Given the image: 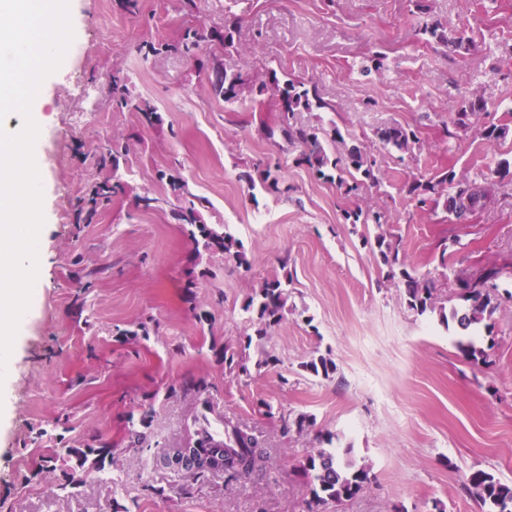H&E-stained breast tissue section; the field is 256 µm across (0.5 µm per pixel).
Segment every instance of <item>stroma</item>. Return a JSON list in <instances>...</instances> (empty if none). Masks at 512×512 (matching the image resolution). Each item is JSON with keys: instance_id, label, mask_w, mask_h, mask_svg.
Segmentation results:
<instances>
[{"instance_id": "obj_1", "label": "stroma", "mask_w": 512, "mask_h": 512, "mask_svg": "<svg viewBox=\"0 0 512 512\" xmlns=\"http://www.w3.org/2000/svg\"><path fill=\"white\" fill-rule=\"evenodd\" d=\"M431 3L449 26L470 27L475 49L422 44L412 0H198L193 12L182 0H141L135 14L121 0H70L74 40L60 74L40 88L38 301L24 315L0 416V512H306L300 463L320 432L373 475L328 512H481L467 476L512 481V275L477 336L489 361L474 363L438 314L409 307L377 246L381 237L397 243L430 273L445 307L466 306L455 277L489 264L512 272V188L496 174L512 162V137L493 146L471 132L441 137L465 97L483 98L512 124V0ZM232 13L242 19L233 47L207 41L191 56L159 48L198 27L223 31ZM377 51L382 68L364 73ZM217 61L249 84L234 104L212 93ZM272 69L317 85L328 109L297 121L336 124L333 155L363 149L381 189L348 196L336 170L293 165L296 150L277 132L279 105L259 89ZM115 73L153 104V121L113 101ZM393 124L418 129L420 155L380 142L378 129ZM106 141L122 153L123 188L96 223H75L85 194L109 175L98 160ZM258 165L279 166V190L239 180ZM446 166L491 190L463 224L408 193L413 178ZM171 168L207 199L205 223L242 241L249 268L220 253L191 266L192 246L168 210L134 207L135 197L165 192L159 174ZM358 209L380 213L381 223H350ZM287 276L282 321L252 336L247 298ZM142 322L149 337H130ZM247 336L249 372L230 375L224 344ZM319 355L335 362L330 377L304 370ZM200 379L217 412L258 437L265 460L251 478L161 463L163 449L182 445L196 401L182 385ZM148 406L154 418L137 452L126 419ZM288 413L309 415V427L284 430ZM100 434L112 441V478L60 493L68 466L53 449Z\"/></svg>"}]
</instances>
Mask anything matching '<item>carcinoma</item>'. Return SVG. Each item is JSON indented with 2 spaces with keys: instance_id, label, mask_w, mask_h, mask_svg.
Wrapping results in <instances>:
<instances>
[{
  "instance_id": "cac0c4a2",
  "label": "carcinoma",
  "mask_w": 512,
  "mask_h": 512,
  "mask_svg": "<svg viewBox=\"0 0 512 512\" xmlns=\"http://www.w3.org/2000/svg\"><path fill=\"white\" fill-rule=\"evenodd\" d=\"M416 11L414 27L416 34L427 43L452 46L458 51H467L473 43L472 37L465 28L450 29L440 20L432 16V7L425 0H415ZM240 24V18L232 15L225 19L224 33H217L215 37L224 43V48L234 44L233 34ZM204 39L200 32L186 34L181 42L170 46V49L190 54L199 42ZM245 78L242 72L227 69L219 65L213 69L211 88L215 96L224 99V103L233 104L242 92ZM272 92L281 106V132L291 145L298 148V154L293 162L298 166H305L319 174L323 169L332 167L336 170L346 171L351 181L338 180L339 188L344 194H355L362 187L368 185L377 187L380 180L375 171V161L371 160L359 148H351L343 157H331L324 146L326 138L336 141L340 135L337 128L326 130L323 127L303 125L295 120V114L300 111L311 112L329 108L318 92V88L311 82L296 81L293 79L279 80L276 72L269 74V80L262 84L259 92ZM112 94L115 101L130 105L134 110L143 113L146 120H152L153 108L144 101L132 102L127 96V87L123 80L112 75ZM484 114L485 121L479 128L481 139L493 146L507 138L512 128L496 119V114L485 111V103L480 98H463L458 111L450 122L443 127L444 139H455L458 133L466 131L473 125V117ZM379 139L397 149L415 154L424 147L418 131L403 127H385L378 132ZM159 178L166 181L170 195L175 203L171 204L170 214L175 223L179 224L181 232L193 243V260H198L204 253H222L225 257L236 261L240 266L249 265L245 249L241 240L220 227L204 223L200 213V206L206 199L187 191L183 181L164 172ZM121 187L120 183L112 186H100L87 200L86 220H91L96 213L100 200L108 199L111 190ZM408 192L417 199V203L434 206H443L448 217L456 220L465 214H470L486 205L488 195L483 187L476 181L456 173L454 168H446L427 180H414ZM382 261L387 266V276L401 277L407 288L409 307L418 314L439 311L440 319L445 320V308H436L434 303V281L416 275V270L410 267L406 257L400 255L398 246L377 239ZM504 274V268L497 265H485L468 277L458 279L460 291L458 296L468 302L462 312L452 310V320L463 332L474 330L483 321L492 316L497 309L498 281ZM290 281L274 279L265 281L260 288L250 296L244 311L250 314V326L255 329L256 335L266 336L269 331L279 325L284 317L288 303V289L284 282ZM463 357L474 363L487 361L486 350L472 341L459 343ZM224 367L231 375H240L248 372V366L240 353L232 344H224ZM304 368L315 376H329L336 370L332 359L320 355L311 359ZM212 408L208 400L198 405L193 418V439L199 443L198 447L171 449L174 460L178 461L189 453L199 459L200 464L194 474L203 476L209 473L204 468L207 459L217 460V455L224 456V476L229 480H237L251 475L257 470L263 460L264 451L253 434L236 426H225L223 440L214 441L210 438V421L208 413ZM153 418L152 409H145L138 415H129L128 428L135 435L131 447L139 445L140 435L137 429L150 426ZM318 447L308 452L300 469L307 478L311 499L307 503L308 512H326L327 506L341 504L359 495L373 480L370 468L358 463L351 455V450L340 453L338 449L330 447L332 435L316 436ZM57 456L66 459L69 463V473L65 482L59 489L65 491L74 489L82 483V475L97 473L107 475L106 463L112 461V444L107 441H98L97 444H85L80 448H62ZM466 489L471 493L486 512H512V483L501 480L495 475L483 470L472 472L467 477Z\"/></svg>"
}]
</instances>
